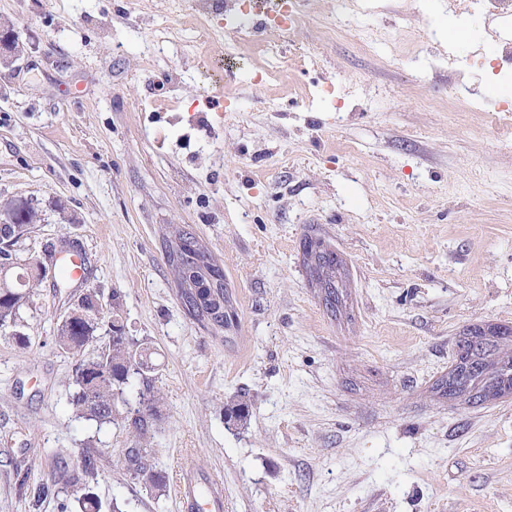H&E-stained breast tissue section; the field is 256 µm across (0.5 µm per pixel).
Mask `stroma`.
Instances as JSON below:
<instances>
[{"mask_svg":"<svg viewBox=\"0 0 512 512\" xmlns=\"http://www.w3.org/2000/svg\"><path fill=\"white\" fill-rule=\"evenodd\" d=\"M448 2L356 0L358 27L330 43L263 28L286 64L262 88V56L223 65L228 28L200 58L172 0H0L22 49L0 63V198L42 212L20 255L48 260L65 236L86 260L83 283L35 291L27 347L0 332V512L88 492L104 512H181L188 453L225 512H512V396L433 389L470 326L512 325V111L492 109L512 79L468 60L512 28ZM160 25L172 51L149 68ZM303 48L315 66L295 65ZM178 228L224 270L232 341L182 306L162 251ZM307 236L343 258L348 316L324 310ZM87 288L156 351L163 491L127 472L125 424L73 408L53 336ZM241 396L250 420L227 426Z\"/></svg>","mask_w":512,"mask_h":512,"instance_id":"1","label":"stroma"}]
</instances>
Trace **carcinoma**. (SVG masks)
<instances>
[{
  "instance_id": "1",
  "label": "carcinoma",
  "mask_w": 512,
  "mask_h": 512,
  "mask_svg": "<svg viewBox=\"0 0 512 512\" xmlns=\"http://www.w3.org/2000/svg\"><path fill=\"white\" fill-rule=\"evenodd\" d=\"M0 327L23 322L22 313L30 308L31 291L47 278L43 262L36 258L20 259L17 243L33 233L41 221L37 207H11L6 200L0 205ZM169 266L186 313L197 321L226 333L237 327L231 295L224 284V271L214 261L203 242L192 232L180 229L174 239L163 242ZM303 265L316 286L324 289L325 309L337 315L345 307V269L343 260L318 237H306L301 245ZM112 311L104 315L99 292L88 289L79 297L72 317L57 328L55 345L77 358L73 371L76 391L72 404L81 416L97 423L110 424L124 417L137 446L128 449L125 464L130 474L147 476L154 489L164 488L154 471L152 456L144 448L149 420L159 412L162 396L147 373L153 370L151 352L144 344L128 336L120 313L118 296L112 295ZM103 346L89 351L99 339ZM456 348L464 347L471 359L470 370L461 375L454 396H465L470 404L512 395V358L499 357L500 342H490L479 327L459 337ZM141 351L144 370L129 368L132 349ZM143 377L138 407L121 411L125 406L124 390L133 375Z\"/></svg>"
}]
</instances>
